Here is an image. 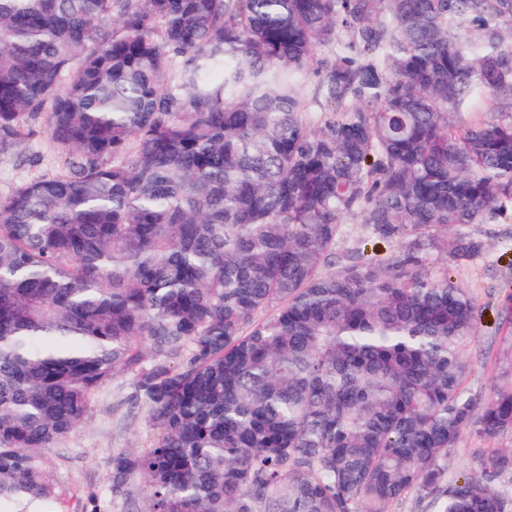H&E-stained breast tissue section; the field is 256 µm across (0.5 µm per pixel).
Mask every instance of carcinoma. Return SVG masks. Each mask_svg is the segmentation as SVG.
<instances>
[{"label": "carcinoma", "instance_id": "obj_1", "mask_svg": "<svg viewBox=\"0 0 512 512\" xmlns=\"http://www.w3.org/2000/svg\"><path fill=\"white\" fill-rule=\"evenodd\" d=\"M0 512L118 374L138 512H512V448L448 483L481 314L453 268L512 217V0H0ZM382 258L336 242L346 223ZM436 252L433 258L430 252ZM21 155H36L37 162H22ZM63 157L62 149L47 137L42 120L32 122L30 137L17 143L11 152L0 154V195L9 194L26 181L58 173ZM373 246L374 251L383 254L397 252L400 250L399 246L395 244L387 245L386 243L377 242V240L370 238L367 236V233L361 229L360 224H345L344 233L340 237L336 252L341 254L345 251L358 247L360 250L364 248L365 253L370 254Z\"/></svg>", "mask_w": 512, "mask_h": 512}]
</instances>
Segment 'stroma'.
Wrapping results in <instances>:
<instances>
[{
	"label": "stroma",
	"instance_id": "1",
	"mask_svg": "<svg viewBox=\"0 0 512 512\" xmlns=\"http://www.w3.org/2000/svg\"><path fill=\"white\" fill-rule=\"evenodd\" d=\"M63 151L51 141L42 121L31 124V135L13 150L0 154V195L9 194L20 184L58 173ZM473 236L483 244L481 253L457 267L452 278L475 299L481 323L464 349L471 373L464 383L467 395L483 401L493 384L500 382V367L508 346L501 328V287L512 278V220L501 224H479ZM131 393L130 377L117 375L100 392L88 422L61 447L42 452V463L52 476L58 499L52 512H82L89 493L105 498L107 512H129L122 500L110 497L112 452L119 448H144L152 437L144 423L127 424L124 419ZM512 447V436L492 439L464 432L448 455V477L478 465V454L495 448Z\"/></svg>",
	"mask_w": 512,
	"mask_h": 512
}]
</instances>
